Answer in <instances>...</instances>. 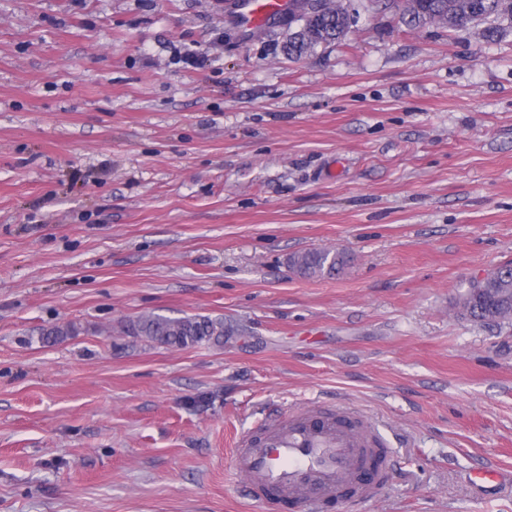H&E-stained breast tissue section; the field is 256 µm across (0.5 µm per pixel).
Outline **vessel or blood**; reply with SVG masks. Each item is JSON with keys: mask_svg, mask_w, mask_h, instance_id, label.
Segmentation results:
<instances>
[{"mask_svg": "<svg viewBox=\"0 0 512 512\" xmlns=\"http://www.w3.org/2000/svg\"><path fill=\"white\" fill-rule=\"evenodd\" d=\"M289 7V0H243L239 23L257 28ZM230 469L249 501L264 507L290 501L300 512L370 499L390 472L383 440L368 419L344 405L317 404L265 414L236 441Z\"/></svg>", "mask_w": 512, "mask_h": 512, "instance_id": "vessel-or-blood-1", "label": "vessel or blood"}]
</instances>
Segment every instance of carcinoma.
Instances as JSON below:
<instances>
[{
    "label": "carcinoma",
    "mask_w": 512,
    "mask_h": 512,
    "mask_svg": "<svg viewBox=\"0 0 512 512\" xmlns=\"http://www.w3.org/2000/svg\"><path fill=\"white\" fill-rule=\"evenodd\" d=\"M320 0H294L288 24L298 30L291 33L290 50L303 53L321 44L342 39L348 31L350 14L340 3L318 17L320 30L309 34L307 7L315 8ZM407 24L438 23L458 32H466L482 22L507 23L512 28V0H405L402 6ZM346 257L341 253L313 249L292 257L291 265L303 275L330 276L342 269ZM484 294L476 297L467 291L458 300L460 315L473 322L512 321V265L488 272L483 282ZM126 332L147 342L167 348L186 349L224 340V321L206 316L170 318L144 315L126 325ZM79 333L67 323L42 333L41 342L64 341Z\"/></svg>",
    "instance_id": "obj_1"
}]
</instances>
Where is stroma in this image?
<instances>
[{
  "mask_svg": "<svg viewBox=\"0 0 512 512\" xmlns=\"http://www.w3.org/2000/svg\"><path fill=\"white\" fill-rule=\"evenodd\" d=\"M235 2L0 0V512H261L234 442L314 401L388 448L360 512H512V323L457 307L512 262V31L352 0L292 56ZM148 314L226 335L124 334ZM346 261L342 253L313 249L293 256L290 262L302 275L330 276L342 269ZM125 328L133 336L167 348L186 349L224 340V322L206 316L144 315Z\"/></svg>",
  "mask_w": 512,
  "mask_h": 512,
  "instance_id": "1",
  "label": "stroma"
}]
</instances>
